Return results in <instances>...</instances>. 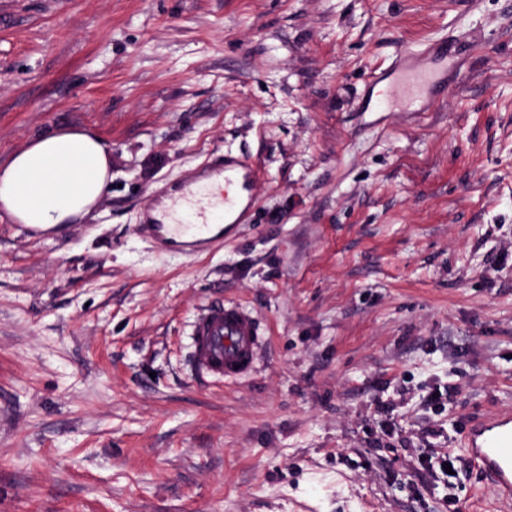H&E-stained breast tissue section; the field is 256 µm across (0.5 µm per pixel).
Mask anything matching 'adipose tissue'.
Returning <instances> with one entry per match:
<instances>
[{
  "mask_svg": "<svg viewBox=\"0 0 512 512\" xmlns=\"http://www.w3.org/2000/svg\"><path fill=\"white\" fill-rule=\"evenodd\" d=\"M111 178L97 135L60 128L0 166V210L20 224L61 228L95 207Z\"/></svg>",
  "mask_w": 512,
  "mask_h": 512,
  "instance_id": "obj_1",
  "label": "adipose tissue"
}]
</instances>
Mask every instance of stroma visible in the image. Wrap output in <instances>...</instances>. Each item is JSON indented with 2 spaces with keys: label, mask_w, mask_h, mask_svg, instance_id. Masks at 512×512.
<instances>
[{
  "label": "stroma",
  "mask_w": 512,
  "mask_h": 512,
  "mask_svg": "<svg viewBox=\"0 0 512 512\" xmlns=\"http://www.w3.org/2000/svg\"><path fill=\"white\" fill-rule=\"evenodd\" d=\"M443 37L435 111H358ZM60 127L112 182L55 235L0 215V512H512L459 442L512 413V0H0V165ZM215 152L253 219L171 260L141 215ZM219 299L266 336L224 387L186 365Z\"/></svg>",
  "instance_id": "stroma-1"
}]
</instances>
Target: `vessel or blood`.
I'll list each match as a JSON object with an SVG mask.
<instances>
[{
	"mask_svg": "<svg viewBox=\"0 0 512 512\" xmlns=\"http://www.w3.org/2000/svg\"><path fill=\"white\" fill-rule=\"evenodd\" d=\"M451 55V47L441 40L418 49L400 48L388 70L370 73L360 111L383 110V99L374 95L382 83L404 98L415 97L423 89H454L448 78ZM261 176L260 167L249 159L230 153L212 155L164 186L144 212L139 233L174 260L209 252L239 225L251 223ZM218 183L230 187V194H216L213 187ZM265 342L252 311L215 300L193 317L187 362L198 378L221 386L253 372ZM460 442L486 475L497 499L512 504V413H496L471 424Z\"/></svg>",
	"mask_w": 512,
	"mask_h": 512,
	"instance_id": "vessel-or-blood-1",
	"label": "vessel or blood"
}]
</instances>
